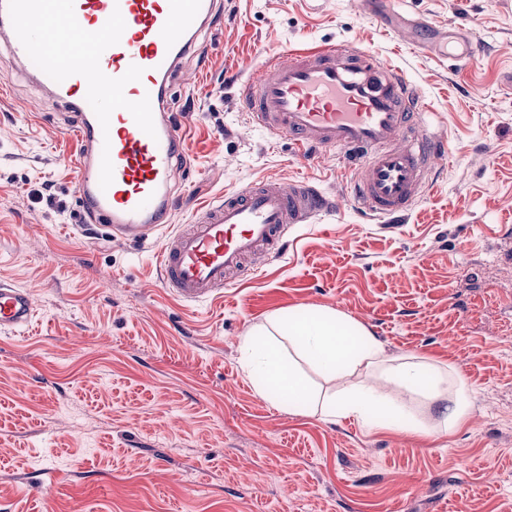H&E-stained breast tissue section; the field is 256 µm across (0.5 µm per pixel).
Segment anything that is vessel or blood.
<instances>
[{
  "instance_id": "vessel-or-blood-1",
  "label": "vessel or blood",
  "mask_w": 512,
  "mask_h": 512,
  "mask_svg": "<svg viewBox=\"0 0 512 512\" xmlns=\"http://www.w3.org/2000/svg\"><path fill=\"white\" fill-rule=\"evenodd\" d=\"M44 17L50 29L37 27ZM214 17V0H0V42L58 99L78 103L76 194L85 217L113 237L143 244L172 220L184 132L166 103L179 61ZM429 46L456 67L479 54L463 31L435 32ZM238 96L252 126L288 138L298 159L354 158L347 200L366 217L412 209L448 156L446 135L431 130L402 70L345 42L265 59ZM334 206L306 181L258 179L227 192L164 235L161 282L177 300H214L247 275V259L282 255L290 229ZM34 313L28 291L0 283V329L26 326Z\"/></svg>"
}]
</instances>
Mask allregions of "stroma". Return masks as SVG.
I'll return each instance as SVG.
<instances>
[{"mask_svg": "<svg viewBox=\"0 0 512 512\" xmlns=\"http://www.w3.org/2000/svg\"><path fill=\"white\" fill-rule=\"evenodd\" d=\"M482 47L459 71L363 0H216L169 108L186 130L173 228L267 178L341 192L346 159L304 162L252 130L237 99L267 57L343 41L403 68L452 159L398 223L350 205L204 304L163 288L156 253L86 222L77 112L0 47V282L30 292L0 329V502L15 512H512V0H395ZM335 309L389 355L453 371L475 402L441 434L443 400L403 394L429 437L260 397L240 338L296 308Z\"/></svg>", "mask_w": 512, "mask_h": 512, "instance_id": "1", "label": "stroma"}]
</instances>
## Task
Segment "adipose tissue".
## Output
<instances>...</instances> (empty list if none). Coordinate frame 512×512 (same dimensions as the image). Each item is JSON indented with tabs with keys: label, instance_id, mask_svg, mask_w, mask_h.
<instances>
[{
	"label": "adipose tissue",
	"instance_id": "adipose-tissue-1",
	"mask_svg": "<svg viewBox=\"0 0 512 512\" xmlns=\"http://www.w3.org/2000/svg\"><path fill=\"white\" fill-rule=\"evenodd\" d=\"M284 341L324 373L344 381V388L325 402L324 416L352 415L392 431L422 433V426L413 424L386 396L367 389L356 374L381 370L408 391L435 392L444 381L439 369L422 363L394 362L376 336L337 311L300 308L269 325L249 329L241 340L259 395L272 404L299 410L304 408L309 390L284 359L280 348Z\"/></svg>",
	"mask_w": 512,
	"mask_h": 512
}]
</instances>
